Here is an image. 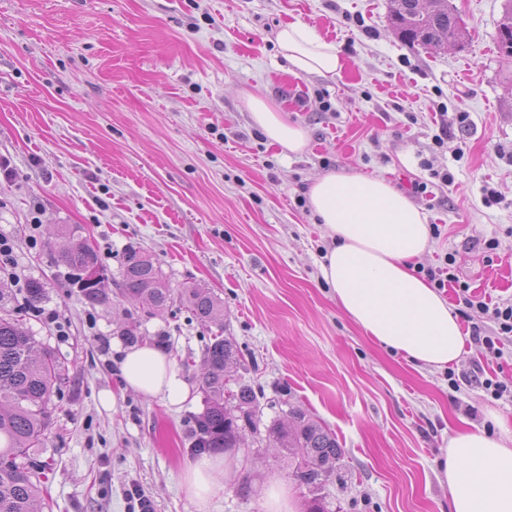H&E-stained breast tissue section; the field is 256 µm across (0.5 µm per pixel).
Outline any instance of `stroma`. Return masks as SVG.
<instances>
[{
    "instance_id": "obj_1",
    "label": "stroma",
    "mask_w": 512,
    "mask_h": 512,
    "mask_svg": "<svg viewBox=\"0 0 512 512\" xmlns=\"http://www.w3.org/2000/svg\"><path fill=\"white\" fill-rule=\"evenodd\" d=\"M449 2L469 31L461 49L401 41L391 0H0V161L12 172L0 177V234L14 266L0 288L25 308L26 280L42 282L24 326L65 366L46 445L31 452L52 512H129L133 482L155 512H196L182 475L211 331L181 303L157 311L125 296L131 247L171 288L198 284L223 299L224 334L242 354L232 377L258 393L261 425L288 403L336 433L342 456L319 492L326 512H451L436 460L454 429L512 428V400L469 384L480 367L512 384V357L469 339L447 370L383 348L337 304L320 272L331 239L295 203L329 171L384 177L441 230L422 265L455 255L460 282L512 304L504 0ZM294 20L336 43L342 76L289 72L275 33ZM251 96L305 130L303 154L257 135ZM488 188L499 203L485 204ZM61 224L82 225L108 267L104 303H87L55 265ZM492 237L493 254L481 246ZM127 328L176 362L186 401L121 393ZM107 392L116 408L102 406ZM237 453L214 512H264L271 475L309 512L294 462L266 435H247Z\"/></svg>"
}]
</instances>
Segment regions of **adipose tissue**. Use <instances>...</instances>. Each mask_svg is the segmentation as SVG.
Here are the masks:
<instances>
[{"instance_id": "1", "label": "adipose tissue", "mask_w": 512, "mask_h": 512, "mask_svg": "<svg viewBox=\"0 0 512 512\" xmlns=\"http://www.w3.org/2000/svg\"><path fill=\"white\" fill-rule=\"evenodd\" d=\"M276 41L292 74L336 77L346 67L336 44L301 21L282 25ZM248 107L269 141L294 154L306 150L302 127L260 98H249ZM308 203L332 240L320 270L346 314L409 361L434 368L457 362L464 349L458 318L410 267L430 246L421 209L385 179L357 173L316 177ZM120 378L122 391L161 395L173 406L189 394L175 362L149 343L124 351ZM230 467L229 459L208 456L186 465L183 490L197 512H212ZM437 478L448 487L452 512H512V430L454 431L437 461Z\"/></svg>"}]
</instances>
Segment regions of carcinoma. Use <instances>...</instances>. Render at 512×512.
Returning <instances> with one entry per match:
<instances>
[{"mask_svg": "<svg viewBox=\"0 0 512 512\" xmlns=\"http://www.w3.org/2000/svg\"><path fill=\"white\" fill-rule=\"evenodd\" d=\"M392 22L399 36L409 45L439 47L446 43L463 46L466 29L448 0H393ZM499 53L512 59V0H505L498 23ZM61 243L54 261L67 269L69 282L79 288L91 303L102 299L103 281L108 269L96 250L82 236L77 224H62ZM88 269L97 270L100 281L82 277ZM120 274L125 295L144 300L154 308H164L173 300L162 271L153 258L140 249L130 248L122 257ZM196 320L224 328V302L207 288L188 286L180 292ZM9 296L0 289V512H45L50 508L41 487L42 467L27 460L29 450L44 447L52 417V395L61 381V362L55 352L23 328L22 313L8 307ZM240 361L236 345L223 334L209 337L204 351V411L196 416L191 429V449L203 453L215 448H238L242 432L256 430L255 414L259 400L254 389L244 383L230 391L226 370ZM289 425L272 420L267 427L283 453L298 460L295 479L316 493L336 471L341 446L336 433L302 409L288 410Z\"/></svg>", "mask_w": 512, "mask_h": 512, "instance_id": "obj_1", "label": "carcinoma"}]
</instances>
